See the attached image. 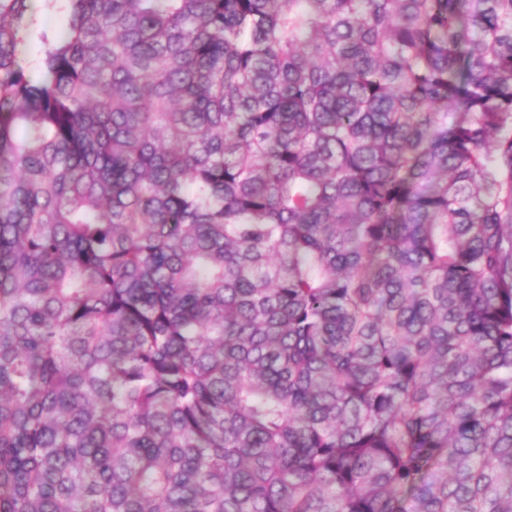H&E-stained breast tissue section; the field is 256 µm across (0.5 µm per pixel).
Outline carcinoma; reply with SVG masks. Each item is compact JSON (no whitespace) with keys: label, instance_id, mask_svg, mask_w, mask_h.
Segmentation results:
<instances>
[{"label":"carcinoma","instance_id":"1","mask_svg":"<svg viewBox=\"0 0 512 512\" xmlns=\"http://www.w3.org/2000/svg\"><path fill=\"white\" fill-rule=\"evenodd\" d=\"M45 2L0 512H512V0Z\"/></svg>","mask_w":512,"mask_h":512}]
</instances>
